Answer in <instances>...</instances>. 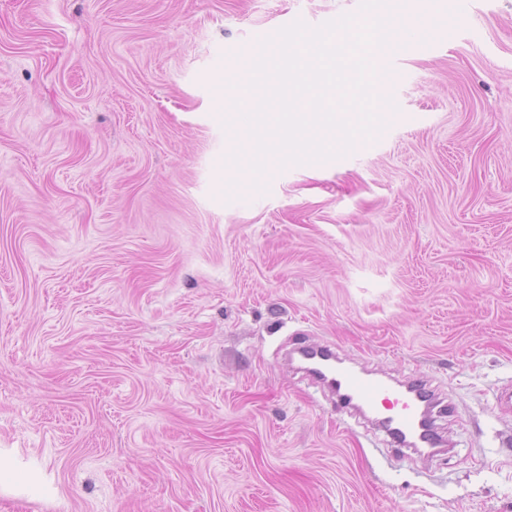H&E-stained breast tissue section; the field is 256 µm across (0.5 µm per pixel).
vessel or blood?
<instances>
[{"instance_id": "b4317fda", "label": "vessel or blood", "mask_w": 512, "mask_h": 512, "mask_svg": "<svg viewBox=\"0 0 512 512\" xmlns=\"http://www.w3.org/2000/svg\"><path fill=\"white\" fill-rule=\"evenodd\" d=\"M299 353L310 363L312 375L336 394L340 404L375 415L397 445L415 450L443 446L433 420L423 414L424 404L436 402L428 380L414 376L389 382L346 365L329 345H306Z\"/></svg>"}]
</instances>
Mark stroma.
Instances as JSON below:
<instances>
[{
	"mask_svg": "<svg viewBox=\"0 0 512 512\" xmlns=\"http://www.w3.org/2000/svg\"><path fill=\"white\" fill-rule=\"evenodd\" d=\"M360 0H0V512H512V0H415L387 129L230 167L259 36ZM425 376L415 464L286 349Z\"/></svg>",
	"mask_w": 512,
	"mask_h": 512,
	"instance_id": "35a3bbf8",
	"label": "stroma"
}]
</instances>
